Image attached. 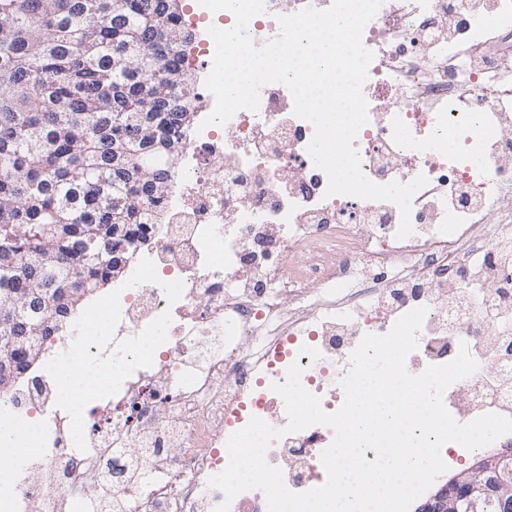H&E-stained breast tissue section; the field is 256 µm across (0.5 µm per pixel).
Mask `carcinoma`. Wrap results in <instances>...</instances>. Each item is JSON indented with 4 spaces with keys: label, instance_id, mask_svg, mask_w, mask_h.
Instances as JSON below:
<instances>
[{
    "label": "carcinoma",
    "instance_id": "cac0c4a2",
    "mask_svg": "<svg viewBox=\"0 0 512 512\" xmlns=\"http://www.w3.org/2000/svg\"><path fill=\"white\" fill-rule=\"evenodd\" d=\"M179 0H0V289L87 288L148 242L193 120Z\"/></svg>",
    "mask_w": 512,
    "mask_h": 512
}]
</instances>
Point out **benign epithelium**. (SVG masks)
I'll return each instance as SVG.
<instances>
[{
    "label": "benign epithelium",
    "instance_id": "obj_1",
    "mask_svg": "<svg viewBox=\"0 0 512 512\" xmlns=\"http://www.w3.org/2000/svg\"><path fill=\"white\" fill-rule=\"evenodd\" d=\"M0 305V390L12 387L21 377L19 356L31 350L42 352L44 335L52 324L41 317L49 292L28 288L21 294L7 290ZM81 291L67 288L55 301L53 319L61 325L71 316ZM496 512H512V450L483 454L470 467L439 487L416 512H486L488 504Z\"/></svg>",
    "mask_w": 512,
    "mask_h": 512
}]
</instances>
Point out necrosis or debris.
I'll return each mask as SVG.
<instances>
[{
	"instance_id": "necrosis-or-debris-1",
	"label": "necrosis or debris",
	"mask_w": 512,
	"mask_h": 512,
	"mask_svg": "<svg viewBox=\"0 0 512 512\" xmlns=\"http://www.w3.org/2000/svg\"><path fill=\"white\" fill-rule=\"evenodd\" d=\"M363 43L374 59L355 145L376 183L426 176L413 234L397 238L394 203L327 195L307 151L314 126L286 106L283 85H264L258 110L190 129L151 245L46 369L0 393V434L30 451L0 482V512H213L224 495L208 481L228 464V437L283 408L272 386L290 365L336 411L363 335L418 307L427 315L408 371L467 345L498 372L452 384L446 407L461 423L512 419V139L500 133L512 119V0H383ZM224 153L236 167L216 163ZM292 165L309 173L297 186L281 176ZM357 224L368 234L355 236ZM488 282L494 292L481 291ZM287 424L281 415L268 462L292 491L322 486L332 428ZM91 484L103 490L94 501Z\"/></svg>"
}]
</instances>
